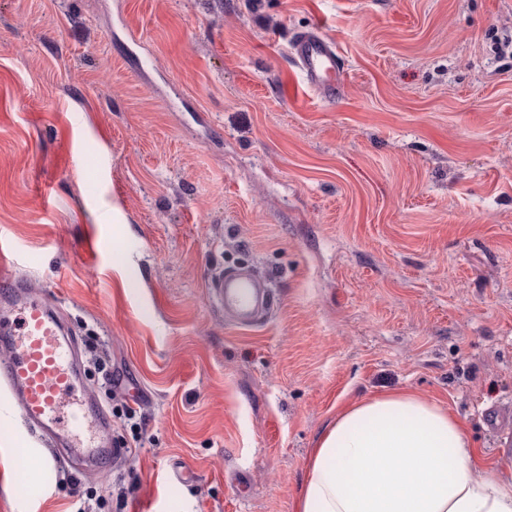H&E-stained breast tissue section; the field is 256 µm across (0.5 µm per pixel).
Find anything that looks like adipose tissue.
<instances>
[{"label": "adipose tissue", "mask_w": 512, "mask_h": 512, "mask_svg": "<svg viewBox=\"0 0 512 512\" xmlns=\"http://www.w3.org/2000/svg\"><path fill=\"white\" fill-rule=\"evenodd\" d=\"M463 421L412 390L339 408L298 486V512H512V475L478 465Z\"/></svg>", "instance_id": "obj_1"}]
</instances>
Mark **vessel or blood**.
<instances>
[{
    "label": "vessel or blood",
    "mask_w": 512,
    "mask_h": 512,
    "mask_svg": "<svg viewBox=\"0 0 512 512\" xmlns=\"http://www.w3.org/2000/svg\"><path fill=\"white\" fill-rule=\"evenodd\" d=\"M291 54L313 90L335 96L342 72L330 41L307 30L294 38ZM210 288L225 320L239 327L258 325L275 306L266 283L247 270L218 272ZM83 384L80 345L55 302L0 251V385L36 443L31 456L44 465L66 458L104 469L125 454L108 435L111 415Z\"/></svg>",
    "instance_id": "b4317fda"
}]
</instances>
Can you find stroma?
<instances>
[{
	"mask_svg": "<svg viewBox=\"0 0 512 512\" xmlns=\"http://www.w3.org/2000/svg\"><path fill=\"white\" fill-rule=\"evenodd\" d=\"M314 27L333 99L290 54ZM510 37L512 0H0V246L127 450L45 471L0 406V512H297L327 422L389 390L512 464L486 424L512 417ZM237 266L278 297L262 326L210 296Z\"/></svg>",
	"mask_w": 512,
	"mask_h": 512,
	"instance_id": "stroma-1",
	"label": "stroma"
}]
</instances>
